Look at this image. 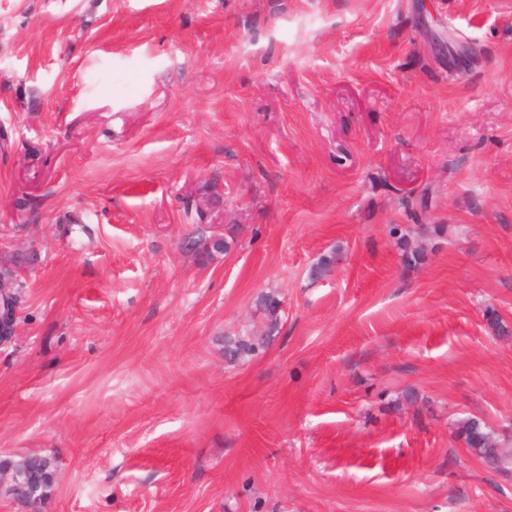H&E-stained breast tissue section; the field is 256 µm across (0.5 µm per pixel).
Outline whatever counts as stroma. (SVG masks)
<instances>
[{
    "mask_svg": "<svg viewBox=\"0 0 512 512\" xmlns=\"http://www.w3.org/2000/svg\"><path fill=\"white\" fill-rule=\"evenodd\" d=\"M18 254L0 455L53 458L40 512H512L453 428L512 447V0H0ZM267 336H238L225 341L224 356L230 362L243 361L256 354L269 339Z\"/></svg>",
    "mask_w": 512,
    "mask_h": 512,
    "instance_id": "35a3bbf8",
    "label": "stroma"
}]
</instances>
